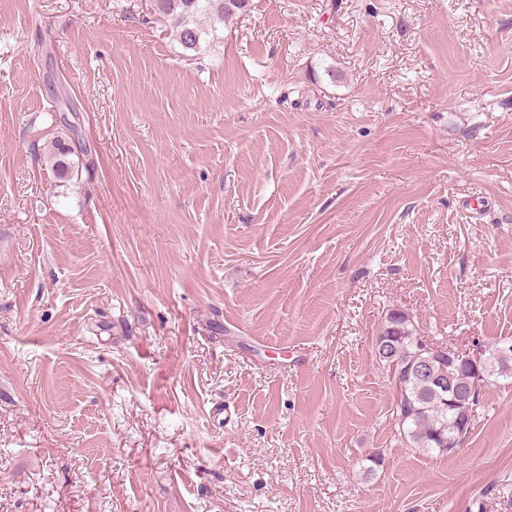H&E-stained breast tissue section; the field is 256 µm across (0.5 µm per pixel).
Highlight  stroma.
I'll list each match as a JSON object with an SVG mask.
<instances>
[{
    "label": "stroma",
    "instance_id": "1",
    "mask_svg": "<svg viewBox=\"0 0 512 512\" xmlns=\"http://www.w3.org/2000/svg\"><path fill=\"white\" fill-rule=\"evenodd\" d=\"M395 308L512 336V0H0V512H512V379L404 447ZM156 12L185 52L198 53L217 36L219 26L239 17L250 0H158ZM235 1V2H234ZM206 23V24H204ZM209 37V39H208ZM61 89L62 94L58 93L55 87L52 86V95L60 106L63 105V103L68 104L74 115H72L64 105L63 108H60L61 110L64 109L66 112H69L70 115H61V117L57 119L59 120L60 125L58 126L61 131L53 133V137L43 143L42 150L44 159L46 163L51 166L55 176L61 180L71 181L74 178L78 179L80 163L81 170L82 167H86V165L90 163L89 159L84 162V160H86L85 158L89 156V148H87L80 133V118L77 113L79 110L72 101L66 97H62V95L65 96L68 94L63 87H61ZM73 157H76L77 160H74Z\"/></svg>",
    "mask_w": 512,
    "mask_h": 512
}]
</instances>
